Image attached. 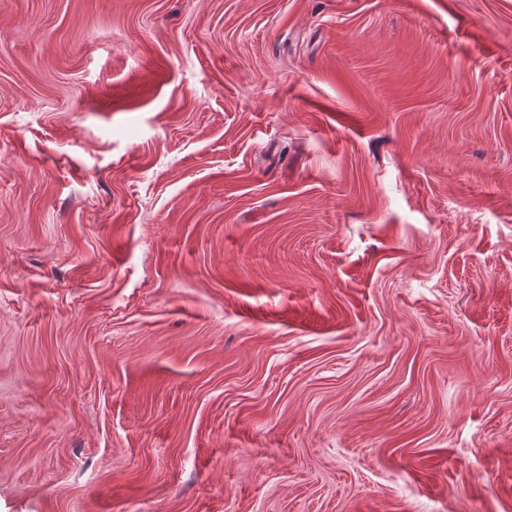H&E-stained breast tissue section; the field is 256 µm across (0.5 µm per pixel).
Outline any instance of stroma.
<instances>
[{"instance_id":"35a3bbf8","label":"stroma","mask_w":512,"mask_h":512,"mask_svg":"<svg viewBox=\"0 0 512 512\" xmlns=\"http://www.w3.org/2000/svg\"><path fill=\"white\" fill-rule=\"evenodd\" d=\"M0 512H512V0H0Z\"/></svg>"}]
</instances>
